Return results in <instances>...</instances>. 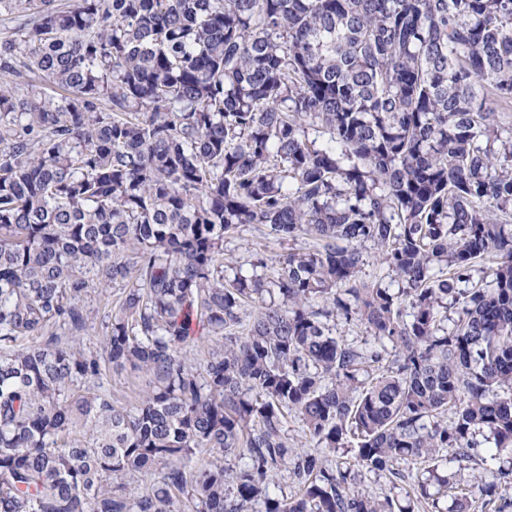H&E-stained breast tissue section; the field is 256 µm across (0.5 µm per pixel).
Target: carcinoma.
Wrapping results in <instances>:
<instances>
[{
    "mask_svg": "<svg viewBox=\"0 0 512 512\" xmlns=\"http://www.w3.org/2000/svg\"><path fill=\"white\" fill-rule=\"evenodd\" d=\"M0 15V512H512V0ZM241 224L314 244L244 274ZM368 244L397 290L360 278ZM115 286L102 352L62 334ZM128 366L156 382L132 407L99 383ZM337 337H342L348 343H352L363 351H371L378 348L376 341L369 335L364 325L346 324L342 320H336V329L333 330ZM284 430L293 448H313V443L304 433L302 422L294 414L285 419Z\"/></svg>",
    "mask_w": 512,
    "mask_h": 512,
    "instance_id": "1",
    "label": "carcinoma"
}]
</instances>
